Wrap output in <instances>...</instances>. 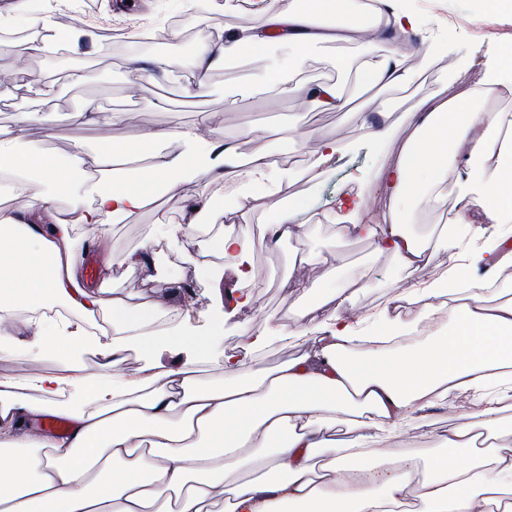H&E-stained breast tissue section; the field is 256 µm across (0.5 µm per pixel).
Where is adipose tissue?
<instances>
[{
    "label": "adipose tissue",
    "instance_id": "obj_1",
    "mask_svg": "<svg viewBox=\"0 0 512 512\" xmlns=\"http://www.w3.org/2000/svg\"><path fill=\"white\" fill-rule=\"evenodd\" d=\"M262 21L252 29L217 37L196 57L199 75L223 68L241 52L261 57L271 40L297 57L318 45L350 39L354 23L368 16L374 41L395 42L413 27L397 0H264ZM365 88L408 85L413 70L399 51L365 55L357 63ZM485 96L474 89L445 101L420 99L407 115L411 128L399 162L379 171L392 206L383 222L363 218L360 198H340L346 224L340 238L375 240L415 282L393 295L375 315V335L398 336L436 309L448 315L422 344L396 350L381 346L356 353L359 318L352 292L326 286L319 305L327 315L312 326L300 321L244 330L224 356V380L206 385L198 362L209 359L208 335L181 328L160 333L164 302L145 290L104 296L113 264L135 278L146 255L169 245L186 228L207 230L205 253L231 261L238 280L255 276L249 260L250 231L225 234L212 207L197 209L189 225L158 220L147 225L140 250L112 257V226L149 202L157 189L174 194L184 178L206 183L231 179L276 192L281 172L270 159L266 134L250 128L252 144L241 156L234 140L209 146L205 165H191L196 128L139 130L130 143L101 142L94 169L81 150L69 161L24 146L36 116L18 113L0 129V177H11L17 209H0V359L18 352L17 338L33 333L31 352L55 369L23 379L0 376V512H512V423L504 398L512 392V298L488 305L484 281L460 287L459 274L424 279L426 247L401 222L409 199L447 204L463 181L478 186L477 204L489 224L512 218V113H495L475 131L473 110ZM467 156L466 170L448 164L449 153ZM142 156L144 176L111 177ZM71 203L58 215L60 196ZM90 231L100 287L83 284V256L72 245ZM106 313L100 332L89 320ZM182 344L194 359L168 367L161 355ZM294 347L300 354L265 367L260 351ZM144 356L135 373L125 363L131 349ZM97 370L86 373L82 358ZM467 396L465 421L449 430L427 463L404 457L393 466L367 458L364 443L395 434L418 412L444 404L449 394ZM46 415L68 419L66 436L37 430Z\"/></svg>",
    "mask_w": 512,
    "mask_h": 512
}]
</instances>
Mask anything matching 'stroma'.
<instances>
[{
    "instance_id": "obj_1",
    "label": "stroma",
    "mask_w": 512,
    "mask_h": 512,
    "mask_svg": "<svg viewBox=\"0 0 512 512\" xmlns=\"http://www.w3.org/2000/svg\"><path fill=\"white\" fill-rule=\"evenodd\" d=\"M14 0H0V84L14 88L10 105L0 106V128L11 126L19 112L37 113L24 139L68 158L74 145H81L86 163H93L101 140L115 143L128 141L136 129H166L172 121L199 127L203 144L222 136L238 139L240 154H247L251 144L243 132L249 127L265 129L272 160L287 157L288 178L281 182L275 199L258 195H240L230 206L233 216L225 231L257 229L270 221L276 202H300L296 221L308 225L309 232L296 246L269 249L261 240H254L250 251L251 264L257 277L254 281L237 283L231 265L213 255L209 261L212 274H205L188 262L187 257L206 248L203 232H186L173 250H161L140 273L155 295L166 305L193 303L198 311L191 327L208 325L209 316H223L224 333L221 351L201 367L200 377L206 383L224 380L225 352L231 351L240 332L258 330L275 321L296 319L311 296H302L284 287L288 275L299 276L308 287L317 288L323 280L325 267L303 262V255H326L341 251L343 258L336 265V284L356 283L351 305L362 320H370L398 291L413 281L392 256L378 253L373 240L351 239L348 246H339L336 231L342 219L336 200L347 193L361 197L374 217H381L389 207V197L376 180L378 170L390 167L397 159L399 146L391 144L377 151L373 141L360 128V113L375 112L385 107L388 120L400 122L403 113L423 95L440 91L453 94L470 87L485 88L490 72L502 79L512 78V13L496 10L490 0H403L402 7L418 21L399 50L406 55L416 71L412 84L385 90H364L356 74L338 68L342 57H353L369 49L372 37L359 31L353 40L314 50L302 67L294 71V82L311 84L319 79L338 83L352 109L348 112H322L302 97L282 94L270 89L250 98L238 97L239 88L249 84L257 65L243 57L228 63L224 69L207 74L199 94L190 87L196 78L191 61L196 49L213 41L218 33H235L256 26L261 15L257 0H208L206 15L188 13L186 0H131L126 12H114L113 0H41L38 13L28 18L13 17ZM48 17L59 27H70L75 18H82L83 36L78 46H66L70 61L86 69L84 82L75 84L60 78V66L54 53L17 57L16 45L31 42L42 34L40 19ZM130 24H142L157 34L155 43L134 48L122 42L120 31ZM166 60L164 73L155 74L138 68L141 60ZM48 82L53 86L50 96L42 97L21 90L27 80ZM124 112L128 121L110 126L79 125L71 115L81 111ZM52 127L54 136L45 139L44 127ZM329 133L349 142L345 155L328 164L322 178L328 190L325 198H306L305 185L295 172L318 146V133ZM197 147L194 155L204 160L205 149ZM201 183L189 181L175 195L159 194L144 209L116 223L112 232L115 255L140 247L143 229L165 218L173 224L187 223L194 205L203 200ZM457 209L425 211L412 207L406 219L412 230L429 242L426 276L436 277L453 265H460L468 277H482L484 267L480 253L484 244L474 232L483 218L477 205H470L468 222L456 253L434 248L435 235L442 225L452 222ZM252 293L254 304L235 308L227 291ZM429 426L401 427L396 439L385 444L386 456L414 454L427 460L440 446V437L461 420L457 409L432 408L428 411Z\"/></svg>"
}]
</instances>
